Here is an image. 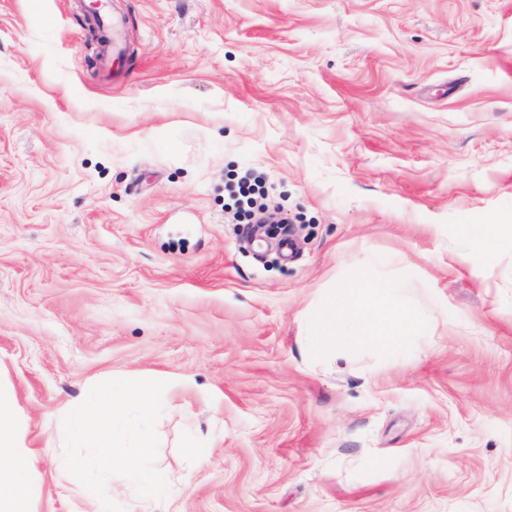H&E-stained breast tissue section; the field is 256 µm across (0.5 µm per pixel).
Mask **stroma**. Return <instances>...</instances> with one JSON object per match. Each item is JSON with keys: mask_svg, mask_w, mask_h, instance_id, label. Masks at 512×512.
Segmentation results:
<instances>
[{"mask_svg": "<svg viewBox=\"0 0 512 512\" xmlns=\"http://www.w3.org/2000/svg\"><path fill=\"white\" fill-rule=\"evenodd\" d=\"M114 9L115 80L78 0H0V386L32 512L82 510L67 403L158 377L170 492L109 477L125 512H512V240L457 231L512 225V0ZM245 176L277 233L227 210ZM368 265L428 334L313 364L308 311ZM483 224H462L461 232L471 238L476 246L488 257H495L502 242L508 236L512 239V225L498 224L495 219L487 218Z\"/></svg>", "mask_w": 512, "mask_h": 512, "instance_id": "1", "label": "stroma"}]
</instances>
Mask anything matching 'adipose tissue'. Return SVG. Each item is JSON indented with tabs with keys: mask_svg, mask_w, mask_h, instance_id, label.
<instances>
[{
	"mask_svg": "<svg viewBox=\"0 0 512 512\" xmlns=\"http://www.w3.org/2000/svg\"><path fill=\"white\" fill-rule=\"evenodd\" d=\"M427 321L400 289L361 274L327 289L307 315L306 347L315 361L335 363L342 346L370 344L394 352L410 337L425 334ZM0 512H31L35 486L30 458L17 428L14 395L0 388Z\"/></svg>",
	"mask_w": 512,
	"mask_h": 512,
	"instance_id": "ef3b65f1",
	"label": "adipose tissue"
}]
</instances>
